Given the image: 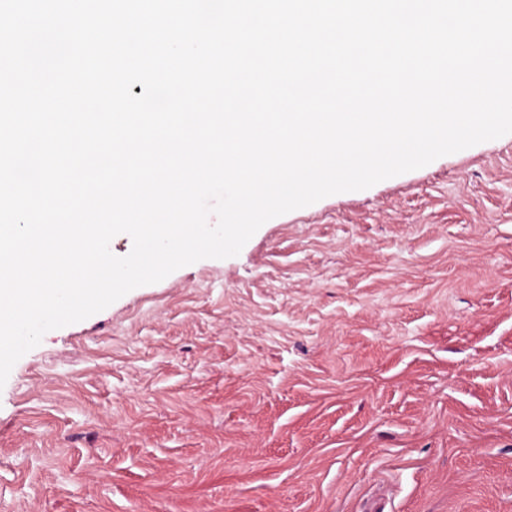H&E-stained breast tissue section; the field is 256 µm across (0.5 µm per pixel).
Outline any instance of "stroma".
<instances>
[{
	"mask_svg": "<svg viewBox=\"0 0 512 512\" xmlns=\"http://www.w3.org/2000/svg\"><path fill=\"white\" fill-rule=\"evenodd\" d=\"M512 512V134L48 331L0 512Z\"/></svg>",
	"mask_w": 512,
	"mask_h": 512,
	"instance_id": "stroma-1",
	"label": "stroma"
}]
</instances>
